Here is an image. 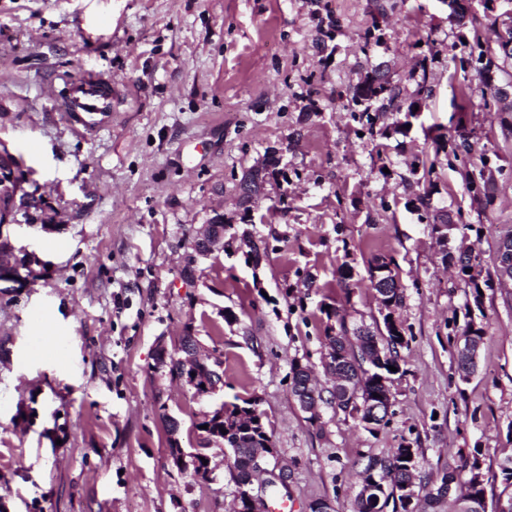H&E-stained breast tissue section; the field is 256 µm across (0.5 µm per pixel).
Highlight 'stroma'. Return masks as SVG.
<instances>
[{"instance_id":"stroma-1","label":"stroma","mask_w":512,"mask_h":512,"mask_svg":"<svg viewBox=\"0 0 512 512\" xmlns=\"http://www.w3.org/2000/svg\"><path fill=\"white\" fill-rule=\"evenodd\" d=\"M392 2L382 16L375 0H0V142L41 200L35 225L21 214L0 232L46 265L33 286L0 292V512H232L222 450L216 482L197 483L171 461L165 418L189 449L195 414L251 394L291 466L276 496L288 512L321 499L351 512L359 463L399 446L415 448L428 490L476 455L487 505L503 495L512 283L494 279L512 230V125L501 121L512 102L460 61L472 29L495 45L505 4L466 0L458 18L443 0ZM82 70L111 79L113 94L111 123L84 135L55 106ZM376 70L401 89L383 137L345 107ZM439 130L470 153L435 152ZM272 149L282 163L246 210L240 181ZM484 163L495 186L477 203L462 174ZM430 164L418 181L414 168ZM216 211L224 247L195 258ZM443 212L444 238L432 224ZM246 231L264 241L260 255L242 245ZM462 246L494 283L466 383L453 339L470 287L443 260ZM376 256L395 263L404 295L392 415L372 431L326 407L311 422L291 365L322 373L326 309L349 328L379 318ZM188 330L224 362L217 395L194 397L155 367L158 341L175 347Z\"/></svg>"}]
</instances>
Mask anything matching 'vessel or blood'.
<instances>
[{"mask_svg":"<svg viewBox=\"0 0 512 512\" xmlns=\"http://www.w3.org/2000/svg\"><path fill=\"white\" fill-rule=\"evenodd\" d=\"M59 105L77 132L96 131L112 120V82L99 74H85L60 96Z\"/></svg>","mask_w":512,"mask_h":512,"instance_id":"b4317fda","label":"vessel or blood"}]
</instances>
